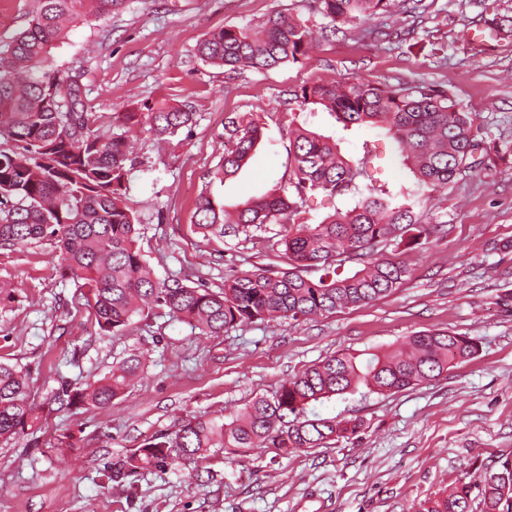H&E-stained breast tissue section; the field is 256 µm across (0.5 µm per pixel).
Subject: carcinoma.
I'll return each instance as SVG.
<instances>
[{"label": "carcinoma", "mask_w": 512, "mask_h": 512, "mask_svg": "<svg viewBox=\"0 0 512 512\" xmlns=\"http://www.w3.org/2000/svg\"><path fill=\"white\" fill-rule=\"evenodd\" d=\"M28 26L0 49V248L52 241L64 275L80 282L81 295L102 335L116 336L151 305L188 322L206 336L283 317L301 323L312 316L368 305L399 288L410 275L404 253L446 224H424L425 193L466 179L488 166L484 127L444 88L417 84L398 89L376 82L344 80L304 83L291 91L302 110L319 105L347 128L379 127L395 140L416 180L415 188L392 192L374 184L365 163H354L336 141L304 128L289 130L293 147L288 179L261 197L246 200L236 215L205 189L196 202L194 225L203 237H224L226 229L252 237L277 225L288 267H256L224 279L213 290L182 279H156L137 245L136 218L127 204L126 179L136 164L127 140L104 129L102 117L87 111L77 84L63 85L64 72L51 66V49L78 19L108 18L124 0H36ZM417 13L421 0H317V11L333 29L380 15L395 6ZM311 32L287 14L269 18L259 31L224 27L197 46L206 64L273 69L298 63ZM194 113L163 101L124 112L128 129L157 138L173 137L192 124ZM262 127L249 112L224 117V157L209 183H224L247 163ZM357 196L354 205L319 224L301 222L309 198ZM356 268L344 271L345 264ZM321 272L318 278L309 273ZM479 351L476 339L443 330L406 338L400 347L364 356L338 352L290 377L271 396L254 398L229 421L186 422L171 436L149 439L112 463L119 482L144 469H166L178 459L201 458L213 448H273L279 454L320 448L354 436L360 424L317 415L307 406L343 395L360 385L398 392L430 380ZM143 368L130 357L109 376L85 388H65L57 397L69 407L106 408L124 394ZM37 406L23 369L0 361V438L35 427ZM512 512V456L498 458L458 480L449 493L420 503L419 512Z\"/></svg>", "instance_id": "cac0c4a2"}]
</instances>
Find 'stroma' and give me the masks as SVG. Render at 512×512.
<instances>
[{"mask_svg": "<svg viewBox=\"0 0 512 512\" xmlns=\"http://www.w3.org/2000/svg\"><path fill=\"white\" fill-rule=\"evenodd\" d=\"M418 19L400 15L343 25L308 0H126L112 17L79 23L51 52L81 89L88 111L112 115L143 102L184 105L193 125L159 139L113 124L139 159L128 174L138 245L155 277H185L212 289L256 266L280 269L276 238L207 240L194 226L204 188L232 210L287 180L289 127L336 139L366 162L376 185L414 177L381 128L343 127L321 107L297 110L299 85L344 79L389 86L433 84L467 104L487 132L492 167L431 192L425 222L448 232L403 253L411 273L392 294L302 323L277 318L218 337L147 310L117 336L100 335L75 282L63 278L53 242L0 249V282L15 299L0 306V361L30 377L41 405L35 437L0 439V512H414L476 466L512 455V0H422ZM306 21L308 58L236 74L204 64L197 44L226 26H257L277 13ZM502 35L471 40L493 17ZM383 27L385 41L370 39ZM250 112L262 137L224 184L208 174L224 155V116ZM476 338L478 354L395 393L358 387L309 405L308 414L357 420L356 435L280 456L269 448L211 452L115 483L119 457L186 421L231 418L254 397L329 355L391 349L419 331ZM141 356L144 368L105 409L58 403L113 365Z\"/></svg>", "mask_w": 512, "mask_h": 512, "instance_id": "stroma-1", "label": "stroma"}]
</instances>
